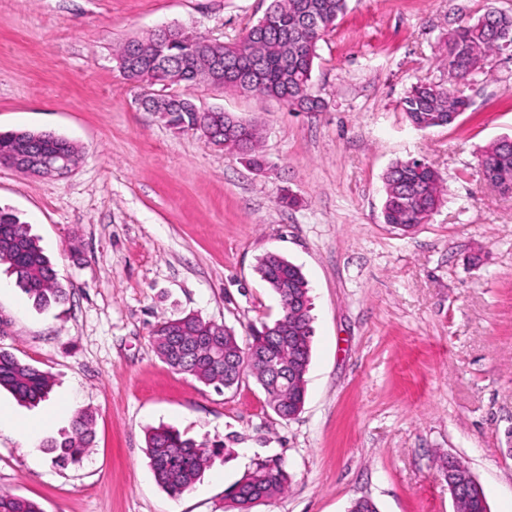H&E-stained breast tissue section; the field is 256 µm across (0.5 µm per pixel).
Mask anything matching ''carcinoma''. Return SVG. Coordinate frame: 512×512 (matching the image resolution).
I'll return each instance as SVG.
<instances>
[{
  "mask_svg": "<svg viewBox=\"0 0 512 512\" xmlns=\"http://www.w3.org/2000/svg\"><path fill=\"white\" fill-rule=\"evenodd\" d=\"M346 10L347 0H270L268 11L277 16V23L271 27L258 21L241 38L221 43L177 26L171 33L174 44L165 56L148 50L136 55L128 41L117 50L116 62L123 75L134 83L173 89L165 95L148 91L143 95L149 108L167 113L166 122L173 129L183 131L202 125L214 132L213 145L233 149L244 155L247 163L260 166L264 157L257 150L258 127L253 124L244 134L239 126L241 118L222 111H200L190 93L191 85L222 77L226 89L286 102L295 112H319L324 108L323 100L302 97L300 89H311L318 43ZM507 36L512 38L511 14L489 10L475 19H459L446 41L448 81H420L402 99V112L411 125L426 131L453 124L470 103L455 93L452 84L465 82L482 71L503 50ZM216 58L224 63V73L220 75L211 67ZM480 166L484 176L500 179L505 191H512V144L499 139L489 144L481 153ZM384 188L383 214L387 224L426 223L447 192L440 173L422 160L392 163L384 174ZM0 264L8 265L16 284L37 306L67 299L66 289L29 234L27 224L6 208H0ZM256 272L278 296L282 307L280 318L268 329L292 338L291 344L254 335L243 342L231 329L198 314L159 322L152 333L153 344L168 367L217 388H232L231 378L224 374V360H242L243 371L255 378L267 406L291 417L305 403L312 318L310 308L297 310L291 306L288 289L281 287L279 281H295L299 285L297 292L305 297L309 296L308 281L300 266L275 252L260 258ZM203 338L209 340V345L197 349L195 355L178 352ZM272 364L294 373L296 379L273 385ZM0 388L32 405L49 396L51 381L48 373L0 350ZM91 443L92 415L79 410L73 417L71 433L60 441L48 440L43 447L53 462L65 466L81 462ZM146 451L156 482L172 496L189 491L219 454L218 446L199 443L165 426L148 432ZM289 480L281 459H262L228 488L225 498L237 512H252L253 502H266L284 493ZM487 509L486 499L468 493L461 494L455 505V512ZM0 512L43 510L32 500L1 493Z\"/></svg>",
  "mask_w": 512,
  "mask_h": 512,
  "instance_id": "obj_1",
  "label": "carcinoma"
}]
</instances>
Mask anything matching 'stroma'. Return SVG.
I'll list each match as a JSON object with an SVG mask.
<instances>
[{
	"instance_id": "35a3bbf8",
	"label": "stroma",
	"mask_w": 512,
	"mask_h": 512,
	"mask_svg": "<svg viewBox=\"0 0 512 512\" xmlns=\"http://www.w3.org/2000/svg\"><path fill=\"white\" fill-rule=\"evenodd\" d=\"M270 0H0V131L33 129L78 146L47 181L0 167V207L27 222L69 298L38 308L0 265V350L49 373L35 406L0 391L22 421L63 401L94 416L82 464L59 466L0 432V492L43 512H226L225 490L260 458L291 480L255 512H453L442 463L459 458L489 512L512 506V194L483 181L482 150L512 137V51L459 84L470 107L415 130L399 103L417 80L444 81L458 17L512 0H348L320 41L312 91L321 112L198 85L201 110L257 121L267 165L144 111L114 51L178 24L231 42ZM425 159L448 196L427 223L383 221V174ZM297 203L282 207L281 190ZM268 252L299 265L313 317L306 399L293 420L253 377L215 390L157 356L158 321L188 313L234 328L273 322L278 298L255 273ZM167 425L216 457L174 498L154 481L145 433Z\"/></svg>"
}]
</instances>
